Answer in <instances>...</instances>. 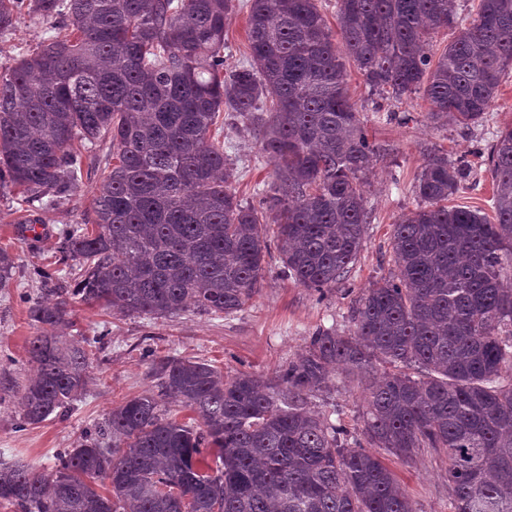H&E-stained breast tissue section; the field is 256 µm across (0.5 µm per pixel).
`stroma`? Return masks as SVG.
<instances>
[{"label":"stroma","mask_w":512,"mask_h":512,"mask_svg":"<svg viewBox=\"0 0 512 512\" xmlns=\"http://www.w3.org/2000/svg\"><path fill=\"white\" fill-rule=\"evenodd\" d=\"M46 26L42 18L24 13L13 28L0 33V70L32 50ZM344 67L348 93L368 136L384 149L364 174L367 226L349 280L321 297L282 277L277 259L272 258L252 304L223 319L199 314L170 319L113 317L100 308L74 302L72 318L79 333L101 338L92 349L86 391L67 417H52L24 430L17 427L20 392L35 373L27 349L36 333L27 300L43 294L32 269L54 262L62 230L82 223L96 184L112 166L111 138L101 139L87 151L83 183L68 200L57 205L37 202L24 211L14 194L0 195V248L17 265L8 286L0 288V456L45 471L54 469L57 452L75 447L82 433L101 422L113 407L152 392L150 355L205 360L229 376L239 372L267 375L301 353L316 328L332 325L340 332L350 330L354 300L392 266L393 224L419 204L415 185L425 154L437 147L450 158L472 161L487 151L498 131L512 126V72L503 77L483 122L466 127L430 122L428 105L418 93L375 108L353 60L345 59ZM218 139L237 170L234 188L238 197L258 203L262 190L274 178V168L261 155L257 131L232 120ZM493 197L491 175L482 165L450 202L491 218L495 215ZM30 218L37 222L32 230L26 225ZM387 464L405 486L415 512H451L445 454L428 451L410 464L391 457Z\"/></svg>","instance_id":"35a3bbf8"}]
</instances>
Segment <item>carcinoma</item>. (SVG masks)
<instances>
[{
    "label": "carcinoma",
    "mask_w": 512,
    "mask_h": 512,
    "mask_svg": "<svg viewBox=\"0 0 512 512\" xmlns=\"http://www.w3.org/2000/svg\"><path fill=\"white\" fill-rule=\"evenodd\" d=\"M246 0L249 57L226 65L235 0H0V32L27 11L55 23L0 72V192L29 204L76 193L84 151L112 138L115 163L85 222L61 237L73 288L37 267L29 301L37 375L18 428L64 417L89 379L92 342L74 336L75 299L128 317L238 313L259 293L271 243L281 274L323 295L348 279L365 236L361 175L381 147L345 91L342 56L370 92L423 93L430 118L475 125L512 71V0ZM440 28L457 35L438 57ZM262 128L275 179L255 206L211 132ZM496 221L447 206L473 163L437 151L399 217L393 269L351 308L353 331L320 328L263 379L158 356L157 392L112 409L41 472L0 458V502L16 512H414L373 452L409 464L448 456L452 512H512V126L488 155ZM268 212L274 223L264 224ZM15 268L0 250V288ZM364 393L351 430L311 410L330 369ZM189 410L193 422L179 420Z\"/></svg>",
    "instance_id": "carcinoma-1"
}]
</instances>
